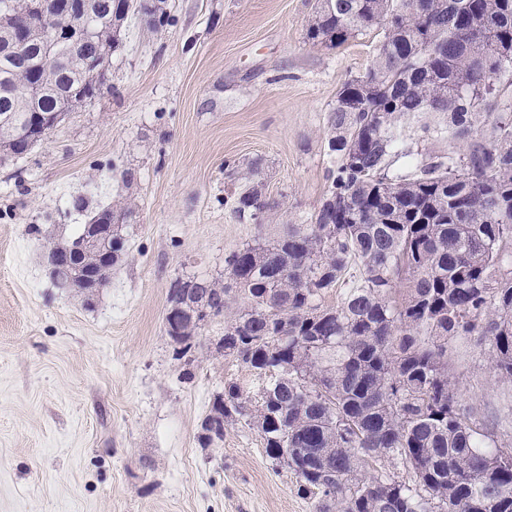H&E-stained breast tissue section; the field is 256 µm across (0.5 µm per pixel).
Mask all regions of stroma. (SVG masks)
I'll return each mask as SVG.
<instances>
[{
	"mask_svg": "<svg viewBox=\"0 0 512 512\" xmlns=\"http://www.w3.org/2000/svg\"><path fill=\"white\" fill-rule=\"evenodd\" d=\"M315 2L167 0L173 24L123 27L111 92L0 162V512H313L258 432L228 425L218 448L202 447L214 394L249 371L212 347L220 320L186 364L164 315L173 280L223 278L227 253L310 223L321 204L335 168L328 115L379 37L312 47ZM258 157L277 207L252 224L232 213L241 184L224 163ZM75 196L93 209L136 205L124 255L90 305L44 271L46 246L85 221ZM448 370L512 452V382L475 346L449 355Z\"/></svg>",
	"mask_w": 512,
	"mask_h": 512,
	"instance_id": "35a3bbf8",
	"label": "stroma"
}]
</instances>
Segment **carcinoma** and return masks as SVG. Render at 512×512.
Masks as SVG:
<instances>
[{
	"mask_svg": "<svg viewBox=\"0 0 512 512\" xmlns=\"http://www.w3.org/2000/svg\"><path fill=\"white\" fill-rule=\"evenodd\" d=\"M165 3L99 0L87 25L115 47L109 31L136 15L169 23ZM367 29L380 47L336 96L337 164L314 223L229 252L222 281L190 279L207 321L224 318V354L272 373L259 399L224 383V424L256 430L278 464L299 449L288 469L314 512H512V454L448 372V343L473 341L512 381V0H318L307 39L334 49ZM95 49L61 40L45 63L40 45L1 39L0 118L20 127L96 97L107 74L78 63ZM31 81L42 89L28 97ZM415 118L448 150L413 157ZM224 167L261 176L257 161ZM276 207L254 184L232 212L260 224Z\"/></svg>",
	"mask_w": 512,
	"mask_h": 512,
	"instance_id": "cac0c4a2",
	"label": "carcinoma"
}]
</instances>
